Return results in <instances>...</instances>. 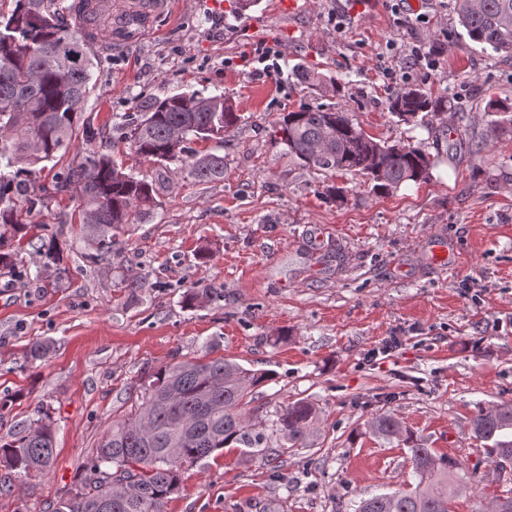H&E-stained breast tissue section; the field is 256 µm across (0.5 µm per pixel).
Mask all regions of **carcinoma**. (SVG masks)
Here are the masks:
<instances>
[{
	"instance_id": "carcinoma-1",
	"label": "carcinoma",
	"mask_w": 512,
	"mask_h": 512,
	"mask_svg": "<svg viewBox=\"0 0 512 512\" xmlns=\"http://www.w3.org/2000/svg\"><path fill=\"white\" fill-rule=\"evenodd\" d=\"M455 8L469 42L512 58V0H456ZM72 9L65 0H14L11 11L0 12V248L26 230L17 201L35 204V167L69 147L90 94L88 47L95 34L81 21L67 23ZM389 107L404 121L438 120L448 111V99L407 87L391 95ZM240 120L222 95L176 94L151 104L136 121L130 150L149 161L173 163V173L197 182L222 180L224 157L200 155L189 143L222 140ZM278 133L300 165L367 176L381 193L430 177L432 163L421 147L378 141L340 109L290 112L278 122ZM71 185L78 188L84 240L98 251V261L112 253L115 233L149 215L155 203L151 184L104 155L56 177L55 190ZM270 379L267 372L222 357L159 369L140 384L134 412L102 437L84 489L57 502L52 512H165L184 467L220 449L241 444L271 463L290 447H304L317 418L308 401L276 412L273 430L284 444L274 452H267L266 434L252 424V412L245 409L249 394ZM367 426L409 447L419 482L364 499L355 512H450L455 463L436 459L390 414L371 417ZM472 431L488 442L489 462L502 470L512 465V404L478 408ZM54 453L55 428L43 419L18 426L12 440L0 445V458L17 476L48 471Z\"/></svg>"
}]
</instances>
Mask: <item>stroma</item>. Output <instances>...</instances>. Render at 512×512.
<instances>
[{
  "label": "stroma",
  "mask_w": 512,
  "mask_h": 512,
  "mask_svg": "<svg viewBox=\"0 0 512 512\" xmlns=\"http://www.w3.org/2000/svg\"><path fill=\"white\" fill-rule=\"evenodd\" d=\"M278 3L243 11L224 0L218 17L205 0H171L150 34L94 55L91 132L76 133L37 182L105 155L153 184L155 207L116 237L108 263L90 258L74 189L23 212L27 234L13 266L0 267V437L47 414L56 451L46 473L18 479L0 466V512H48L79 493L140 383L208 351L272 373L254 395L257 429L299 400L317 421L281 470L240 448L186 467L166 512H354L417 484L408 448L366 428L379 413L462 463L454 512H490L512 494V467L494 471L471 428L478 407L512 403V114L488 109L512 104V60L468 42L455 0H420L406 25L389 0H298L292 15ZM250 15L259 28L246 37ZM273 42L281 72L256 74L255 49ZM415 43L436 53L437 70L389 86ZM300 68L341 92L302 83ZM408 84L447 96L445 130L392 114V89ZM194 90L224 95L241 117L223 142L194 144L223 156L219 181L174 176L129 150L146 105ZM308 107L343 109L375 139L422 146L429 180L379 194L366 177L300 166L276 124ZM51 245L56 266L44 257ZM132 280L144 284L134 298ZM204 284L218 294L187 305ZM35 341L50 349L30 362Z\"/></svg>",
  "instance_id": "obj_1"
}]
</instances>
